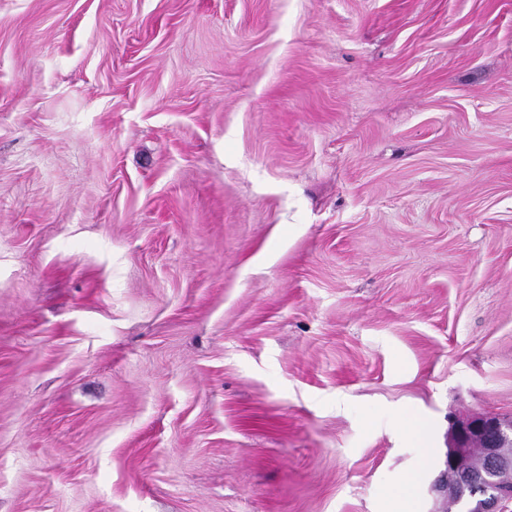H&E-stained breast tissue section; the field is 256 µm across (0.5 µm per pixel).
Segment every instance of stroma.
<instances>
[{"mask_svg":"<svg viewBox=\"0 0 512 512\" xmlns=\"http://www.w3.org/2000/svg\"><path fill=\"white\" fill-rule=\"evenodd\" d=\"M477 412L512 0H0V512H446Z\"/></svg>","mask_w":512,"mask_h":512,"instance_id":"obj_1","label":"stroma"}]
</instances>
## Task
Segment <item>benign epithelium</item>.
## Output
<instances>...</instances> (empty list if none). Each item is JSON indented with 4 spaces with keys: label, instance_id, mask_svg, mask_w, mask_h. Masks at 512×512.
Instances as JSON below:
<instances>
[{
    "label": "benign epithelium",
    "instance_id": "obj_1",
    "mask_svg": "<svg viewBox=\"0 0 512 512\" xmlns=\"http://www.w3.org/2000/svg\"><path fill=\"white\" fill-rule=\"evenodd\" d=\"M448 421V498L459 495L470 484L483 481L489 484L490 492L474 512H505L506 504L512 502V455L504 453L502 447L512 441V416L477 413L466 419L450 416ZM479 442L485 467L475 475L471 453Z\"/></svg>",
    "mask_w": 512,
    "mask_h": 512
}]
</instances>
